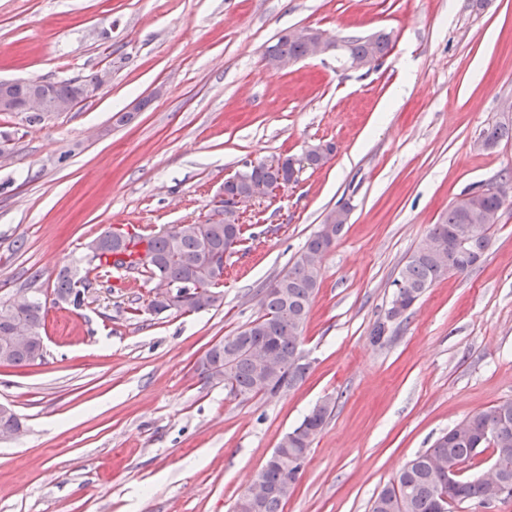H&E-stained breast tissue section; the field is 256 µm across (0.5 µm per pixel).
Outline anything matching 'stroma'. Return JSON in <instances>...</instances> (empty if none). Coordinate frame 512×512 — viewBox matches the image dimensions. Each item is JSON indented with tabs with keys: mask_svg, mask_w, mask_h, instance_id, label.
<instances>
[{
	"mask_svg": "<svg viewBox=\"0 0 512 512\" xmlns=\"http://www.w3.org/2000/svg\"><path fill=\"white\" fill-rule=\"evenodd\" d=\"M330 42L383 30L388 54L329 52L268 69L284 31ZM109 83L31 125L0 112V302L85 265L104 230L200 224L245 164L330 143L318 168L242 216L223 303L154 315L130 274L80 309L50 308L41 362L0 368L19 434L0 442V512H232L285 433L336 406L284 512H368L417 453L512 399V204L481 262L385 313L407 256L460 194L512 176V0H0V79ZM348 228L323 260L305 380L234 399L207 350L257 318L265 286L327 213ZM385 322L382 342L371 332Z\"/></svg>",
	"mask_w": 512,
	"mask_h": 512,
	"instance_id": "stroma-1",
	"label": "stroma"
}]
</instances>
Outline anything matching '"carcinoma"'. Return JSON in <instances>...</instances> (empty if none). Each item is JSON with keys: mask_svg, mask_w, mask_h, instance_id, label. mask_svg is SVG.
Listing matches in <instances>:
<instances>
[{"mask_svg": "<svg viewBox=\"0 0 512 512\" xmlns=\"http://www.w3.org/2000/svg\"><path fill=\"white\" fill-rule=\"evenodd\" d=\"M390 45V34L379 31L370 36L344 42V58H383ZM286 59L307 55V42L289 33L280 35L271 44ZM486 141L497 144L512 139V127L496 124L483 132ZM285 178L279 167L262 163L252 167L240 182L225 184L229 193H247L252 188L270 185ZM508 192L500 187L492 194L481 191L471 194L465 205L451 204L448 213L429 232L403 264L395 282L391 301H401L408 308L424 292L448 275V242L462 236L463 252L456 258L455 273L470 270L473 259L484 255L490 243L491 226L484 223V213L500 210L508 201ZM347 220L323 223L307 239L304 250L287 270L277 275L264 289L262 313L231 336L224 337L202 360V373L209 382L224 385L231 397L249 398L258 394L275 396L282 388H294L309 370L302 350L303 332L311 305L319 288L321 265L325 254L343 234ZM230 225L220 217L203 224H171L149 233H129L120 229L106 230L97 236L101 249L83 270L88 286L103 285L112 277V267H123L159 284L166 281L184 295L188 312L218 308L222 294L219 281L203 269L214 256H224V234ZM145 245L144 261L139 257L125 262L134 240ZM115 258L110 263L108 259ZM76 281L73 270H61L52 293L34 289L30 302L23 308L0 303V366H23L44 357L41 342L45 331L48 304L79 308L84 301L74 295ZM24 321L33 329L27 341L8 339L17 323ZM334 404L325 398L289 432L285 454L289 457L308 454L316 437L331 416ZM491 451L490 463L495 465L509 487L502 499L512 498V399L500 401L460 420L436 439L425 451L415 455L371 501L369 512H436L435 503L442 496L454 503L489 507L485 503L488 485L475 476L448 479V469L459 462H471L485 451ZM302 467L292 468L289 461L273 462L264 472L272 488L295 486ZM286 500L271 494L254 503L247 493L236 499L237 512H284Z\"/></svg>", "mask_w": 512, "mask_h": 512, "instance_id": "carcinoma-1", "label": "carcinoma"}]
</instances>
